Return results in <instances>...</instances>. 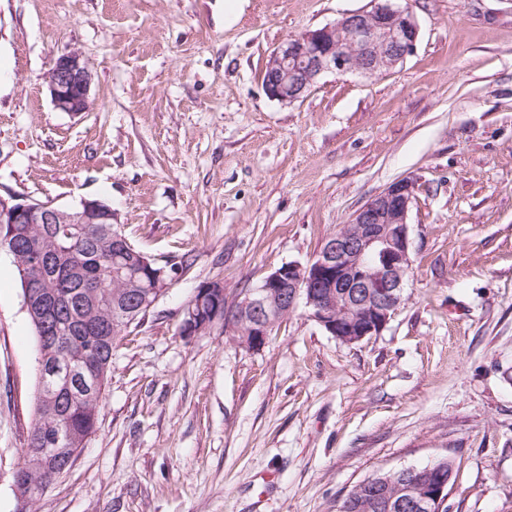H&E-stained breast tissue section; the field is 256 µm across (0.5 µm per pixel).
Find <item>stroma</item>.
Wrapping results in <instances>:
<instances>
[{
	"label": "stroma",
	"mask_w": 512,
	"mask_h": 512,
	"mask_svg": "<svg viewBox=\"0 0 512 512\" xmlns=\"http://www.w3.org/2000/svg\"><path fill=\"white\" fill-rule=\"evenodd\" d=\"M413 54L323 76L300 102L262 73L290 36L371 0H0V194L96 198L172 266L118 342L99 423L31 512H339L385 471L453 464L448 512H512V0H407ZM79 52L93 105L43 79ZM413 178V266L378 335L342 343L296 309L264 347L181 311L227 301ZM34 332L0 250V512L34 422Z\"/></svg>",
	"instance_id": "1"
}]
</instances>
